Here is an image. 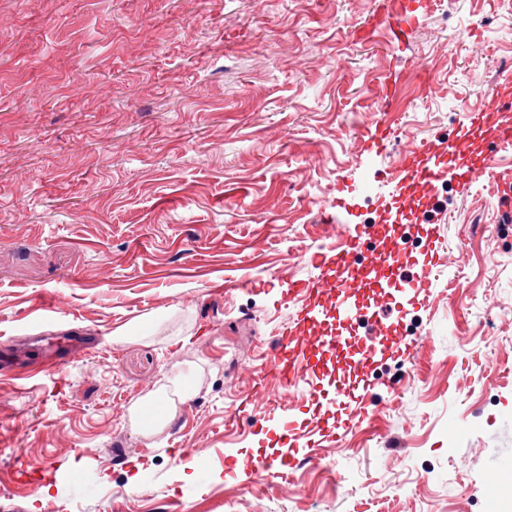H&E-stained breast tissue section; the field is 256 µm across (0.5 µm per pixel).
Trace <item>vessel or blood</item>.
<instances>
[{
    "instance_id": "obj_1",
    "label": "vessel or blood",
    "mask_w": 512,
    "mask_h": 512,
    "mask_svg": "<svg viewBox=\"0 0 512 512\" xmlns=\"http://www.w3.org/2000/svg\"><path fill=\"white\" fill-rule=\"evenodd\" d=\"M425 6V0H385L372 26L387 30L394 41H403L412 34ZM495 95V104L470 112L454 136L430 137L407 150L387 180L394 194L376 205V222L357 225L336 249L314 256L317 277L289 289V296L299 299L298 315L261 368L262 376L289 385L300 382L306 388L299 412L277 417L276 441L282 447H302L298 429L303 424L322 438L341 439L358 417L351 408L356 391L371 388L367 372L377 356L408 349L407 338L389 322L388 313L397 307L403 286L411 291L412 305L427 304L431 275L441 259V237L432 234L420 272L404 279L408 260L404 220L413 210L432 205L442 180L468 187L491 165L492 147L512 145L511 70L502 73ZM53 309V304L43 305L29 337L36 363L46 370L60 365L43 343L47 314ZM291 464L286 456L262 453L233 462L234 468L252 475L275 474Z\"/></svg>"
}]
</instances>
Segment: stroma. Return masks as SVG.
Instances as JSON below:
<instances>
[{"instance_id":"35a3bbf8","label":"stroma","mask_w":512,"mask_h":512,"mask_svg":"<svg viewBox=\"0 0 512 512\" xmlns=\"http://www.w3.org/2000/svg\"><path fill=\"white\" fill-rule=\"evenodd\" d=\"M382 4L0 0V346L46 300L57 328L98 339L59 370L0 376V479L57 467L0 512H486L492 464L512 494L501 153L491 179L438 193L447 257L429 305L393 312L413 347L375 365L367 417L319 465L225 473L267 443L256 391L297 309L288 288L375 208L400 151L454 134L512 60L499 0L432 5L403 42L357 39ZM173 306L153 338L113 341ZM173 377L195 397L160 431L133 427L129 407Z\"/></svg>"}]
</instances>
